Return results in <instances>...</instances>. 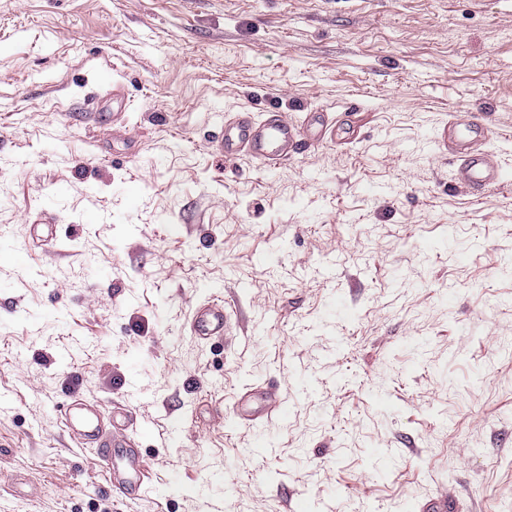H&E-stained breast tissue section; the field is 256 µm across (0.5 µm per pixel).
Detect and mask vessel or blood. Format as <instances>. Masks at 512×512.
Wrapping results in <instances>:
<instances>
[{
	"mask_svg": "<svg viewBox=\"0 0 512 512\" xmlns=\"http://www.w3.org/2000/svg\"><path fill=\"white\" fill-rule=\"evenodd\" d=\"M326 132L327 118L322 112L308 113L304 122L297 124L287 114L273 111L259 122L251 111L245 110L225 120L214 147L227 158L245 153L277 164L287 159L301 142L324 139ZM443 140L459 162V180L471 190L478 192L500 181V168L477 146L478 125L470 114L454 115ZM229 324L230 315L218 301L197 308L191 321L194 334L203 340L223 337ZM278 392L276 381L264 384L265 404L261 411L249 414L251 424L258 425L282 414ZM60 420L80 445L96 448L114 496L124 497L144 488L148 473L140 449L125 434L129 416L122 408H114L106 417L99 408L72 397L63 403Z\"/></svg>",
	"mask_w": 512,
	"mask_h": 512,
	"instance_id": "vessel-or-blood-1",
	"label": "vessel or blood"
}]
</instances>
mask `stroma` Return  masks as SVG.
Wrapping results in <instances>:
<instances>
[{"label": "stroma", "instance_id": "1", "mask_svg": "<svg viewBox=\"0 0 512 512\" xmlns=\"http://www.w3.org/2000/svg\"><path fill=\"white\" fill-rule=\"evenodd\" d=\"M245 108L331 132L224 158ZM456 113L503 173L478 195ZM509 261L512 0H0V512H512ZM264 378L285 418L238 422ZM71 395L130 411L140 494ZM230 324V315L223 302H210L196 309L191 327L194 334L203 340L222 338ZM60 420L80 445L97 449L114 496L144 489L148 473L140 448L124 434L129 415L122 408L112 410L108 425L98 407L70 397L60 409Z\"/></svg>", "mask_w": 512, "mask_h": 512}]
</instances>
